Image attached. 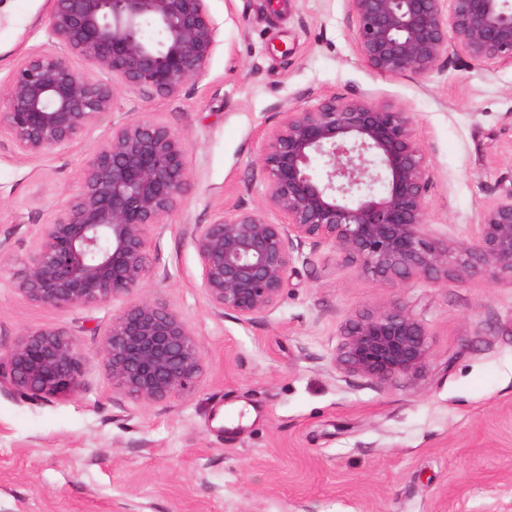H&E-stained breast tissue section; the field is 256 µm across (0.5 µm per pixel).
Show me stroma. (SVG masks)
I'll use <instances>...</instances> for the list:
<instances>
[{
    "instance_id": "stroma-1",
    "label": "stroma",
    "mask_w": 512,
    "mask_h": 512,
    "mask_svg": "<svg viewBox=\"0 0 512 512\" xmlns=\"http://www.w3.org/2000/svg\"><path fill=\"white\" fill-rule=\"evenodd\" d=\"M218 28L205 71L173 94L117 86L79 141L41 156L0 137V348L65 327L83 389L31 402L0 390V512H512V283L480 276L401 285L305 245L271 312L216 310L193 230L257 208L263 138L286 111L361 99L410 112L432 172L429 234L460 244L512 189V64L461 57L427 76L383 75L360 56L348 0H208ZM49 0H0V83L51 47ZM147 118L188 140L187 191L150 233L143 295L188 323L203 376L186 396L138 403L113 388L99 332L127 306L53 309L9 272L81 187L114 125ZM394 304L428 331L413 378L380 387L333 355L356 314Z\"/></svg>"
}]
</instances>
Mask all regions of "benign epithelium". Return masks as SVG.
I'll return each instance as SVG.
<instances>
[{
  "label": "benign epithelium",
  "instance_id": "7a95c632",
  "mask_svg": "<svg viewBox=\"0 0 512 512\" xmlns=\"http://www.w3.org/2000/svg\"><path fill=\"white\" fill-rule=\"evenodd\" d=\"M362 59L384 75H426L441 60L512 62V0H348ZM48 31L62 52L26 55L0 86V135L35 157L81 138L111 111L115 87L177 91L206 68L218 29L207 0H50ZM81 58L86 71L71 65ZM188 141L144 118L112 127L87 159L80 191L43 224L12 274L29 301L68 309L137 296L104 332L100 355L112 387L163 403L196 387L202 356L187 322L140 294L150 275L149 234L188 186ZM320 162L319 173L313 163ZM265 196L194 230L211 305L250 321L288 288L295 251L328 243L365 275L402 284L481 275L512 282V189L480 213L462 246L428 233L431 171L411 113L328 98L288 111L264 137ZM284 222L273 224L265 210ZM334 363L384 387L410 379L429 346L424 325L400 305L349 320ZM83 355L65 327L29 330L0 351V388L30 401L83 389Z\"/></svg>",
  "mask_w": 512,
  "mask_h": 512
}]
</instances>
